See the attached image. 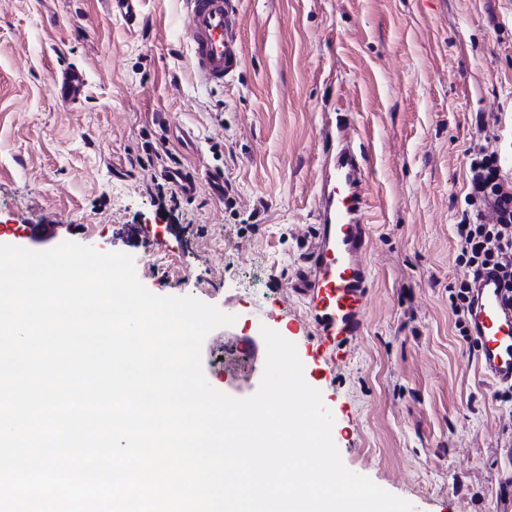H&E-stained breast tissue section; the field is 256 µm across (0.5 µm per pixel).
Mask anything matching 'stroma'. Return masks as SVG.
I'll use <instances>...</instances> for the list:
<instances>
[{
  "label": "stroma",
  "mask_w": 512,
  "mask_h": 512,
  "mask_svg": "<svg viewBox=\"0 0 512 512\" xmlns=\"http://www.w3.org/2000/svg\"><path fill=\"white\" fill-rule=\"evenodd\" d=\"M131 27L101 0H0V245L24 223L133 256L159 296H193L233 325L202 345L204 375L253 395L264 357L295 344L335 417L344 466L414 512H512V399L483 380L448 289L473 150L512 157V0H240L245 63L220 87L195 73L182 0H143ZM76 64L80 103L53 78ZM351 127L366 172L371 267L364 329L336 371L307 336L299 285L319 168ZM168 148L188 174L175 223L139 159Z\"/></svg>",
  "instance_id": "1"
}]
</instances>
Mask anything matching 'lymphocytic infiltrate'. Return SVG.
I'll list each match as a JSON object with an SVG mask.
<instances>
[{
    "label": "lymphocytic infiltrate",
    "mask_w": 512,
    "mask_h": 512,
    "mask_svg": "<svg viewBox=\"0 0 512 512\" xmlns=\"http://www.w3.org/2000/svg\"><path fill=\"white\" fill-rule=\"evenodd\" d=\"M472 210L463 212L455 226L458 254L469 278L450 288L455 327L462 338H469L467 314L473 301L474 273L495 267L507 287L512 288V178L502 172L497 153L478 151L470 163Z\"/></svg>",
    "instance_id": "lymphocytic-infiltrate-1"
}]
</instances>
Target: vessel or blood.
Wrapping results in <instances>:
<instances>
[{"mask_svg": "<svg viewBox=\"0 0 512 512\" xmlns=\"http://www.w3.org/2000/svg\"><path fill=\"white\" fill-rule=\"evenodd\" d=\"M193 66L203 84L223 86L244 64L239 40V0H184ZM112 17L134 25L142 0H104ZM64 102L81 99L86 73L70 66L54 77ZM364 176L349 144L328 155L321 173L314 242L307 257L302 295L326 364L340 361L343 346L361 335L371 271L366 262L371 226ZM469 329L480 374L512 387V300L496 270L477 277Z\"/></svg>", "mask_w": 512, "mask_h": 512, "instance_id": "vessel-or-blood-1", "label": "vessel or blood"}]
</instances>
